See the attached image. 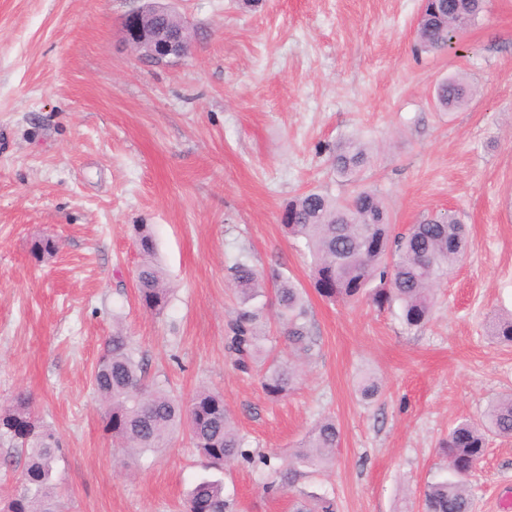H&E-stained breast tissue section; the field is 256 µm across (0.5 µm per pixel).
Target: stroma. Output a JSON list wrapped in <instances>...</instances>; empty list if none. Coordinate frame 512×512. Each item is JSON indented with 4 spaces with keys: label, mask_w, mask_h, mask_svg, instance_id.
Listing matches in <instances>:
<instances>
[{
    "label": "stroma",
    "mask_w": 512,
    "mask_h": 512,
    "mask_svg": "<svg viewBox=\"0 0 512 512\" xmlns=\"http://www.w3.org/2000/svg\"><path fill=\"white\" fill-rule=\"evenodd\" d=\"M161 3L194 47L156 63L124 35L139 0H0V407L27 394L54 430L62 512H181L204 478L222 480L233 512H291L297 491L335 498L338 512H418L420 490L444 473L440 439L512 392V344L489 335L512 311V0H487L452 48L418 55L420 0ZM455 73L476 93L448 114L434 89ZM352 136L375 153L355 183L330 156ZM360 187L398 231L446 209L468 228V253L421 328L396 307L322 298L282 226L293 197ZM136 224L151 226L171 286L158 314L137 297ZM43 237L60 248L40 261ZM242 253L265 275L280 359L292 352L276 279L308 289L316 345L278 399L224 351ZM116 318L150 383L185 403L220 392L273 462L335 417L334 467L268 494L260 470L208 468L182 433L154 453L115 448L91 373ZM366 377L382 385L376 399L358 391ZM469 485L474 512H511L512 440L489 439Z\"/></svg>",
    "instance_id": "obj_1"
}]
</instances>
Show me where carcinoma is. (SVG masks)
Returning <instances> with one entry per match:
<instances>
[{"instance_id": "1", "label": "carcinoma", "mask_w": 512, "mask_h": 512, "mask_svg": "<svg viewBox=\"0 0 512 512\" xmlns=\"http://www.w3.org/2000/svg\"><path fill=\"white\" fill-rule=\"evenodd\" d=\"M485 0H423L415 33V49L441 51L479 19ZM474 90L465 77L451 75L435 89L436 106L454 112L469 104ZM371 161L362 139L353 137L336 147L332 165L343 177H353ZM281 222L288 235L304 243L311 265V284L331 302L353 304L367 299L378 309L399 305L405 325L420 328L433 314L435 289L465 256L469 241L465 225L451 212H436L393 233L389 211L375 191L362 188L340 201L309 190L288 201ZM134 240L145 261L136 276L143 308L160 313L170 289L162 269L153 262L154 239L147 224L133 225ZM58 243L43 238L34 243L33 255L41 260L54 255ZM239 297L226 323L225 349L233 365L247 372L266 360L269 366L261 385L269 397L288 395L298 377L296 363L270 359L262 329V310L252 301L263 293L261 275L244 255L230 267ZM277 315L292 350L308 356L314 347L306 290L289 278L275 289ZM491 336L512 343V316L492 322ZM92 384L105 404L104 430L119 447L132 454L164 448L176 430L187 428L198 454L216 467L242 461L261 464L272 480L263 488L277 492L292 487L300 469L323 470L335 464L340 430L336 420L318 421L286 463L248 449L236 428L223 396L199 389L189 407L168 392L146 382L145 363L139 360L123 328L116 325L92 374ZM512 438V393L491 401L482 418L461 419L440 442L446 475L427 483L419 493L421 512H471L468 478L481 461L489 435ZM0 444L25 454L20 487L0 512H60L53 480L60 451L55 433L35 417L28 397L0 408ZM184 512H232L217 481L203 480L190 491ZM292 512H337L327 496L294 499Z\"/></svg>"}]
</instances>
